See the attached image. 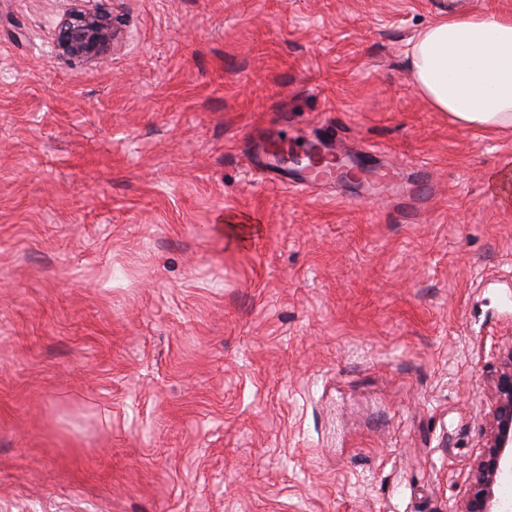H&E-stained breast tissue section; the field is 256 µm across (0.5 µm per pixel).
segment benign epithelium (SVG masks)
<instances>
[{"instance_id": "obj_1", "label": "benign epithelium", "mask_w": 512, "mask_h": 512, "mask_svg": "<svg viewBox=\"0 0 512 512\" xmlns=\"http://www.w3.org/2000/svg\"><path fill=\"white\" fill-rule=\"evenodd\" d=\"M113 38L109 18L76 9L61 23L56 47L70 61H96L111 51ZM490 385L495 405L485 451L474 467L470 494L460 512H502L493 487L503 474L512 472V343L504 348Z\"/></svg>"}]
</instances>
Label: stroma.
I'll list each match as a JSON object with an SVG mask.
<instances>
[{
  "instance_id": "obj_1",
  "label": "stroma",
  "mask_w": 512,
  "mask_h": 512,
  "mask_svg": "<svg viewBox=\"0 0 512 512\" xmlns=\"http://www.w3.org/2000/svg\"><path fill=\"white\" fill-rule=\"evenodd\" d=\"M0 0V512H460L512 342V132L411 40L512 0ZM376 149L389 196L275 148ZM258 221L241 224L239 211ZM114 33L106 16L76 9L60 25L57 38L59 55L71 61H96L111 51ZM507 173L510 176L491 175L487 179L486 193L491 200L500 203L511 202V171L508 170Z\"/></svg>"
}]
</instances>
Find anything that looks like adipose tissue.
<instances>
[{"instance_id": "ef3b65f1", "label": "adipose tissue", "mask_w": 512, "mask_h": 512, "mask_svg": "<svg viewBox=\"0 0 512 512\" xmlns=\"http://www.w3.org/2000/svg\"><path fill=\"white\" fill-rule=\"evenodd\" d=\"M414 84L461 127L512 128V17L451 14L426 25L409 51Z\"/></svg>"}]
</instances>
